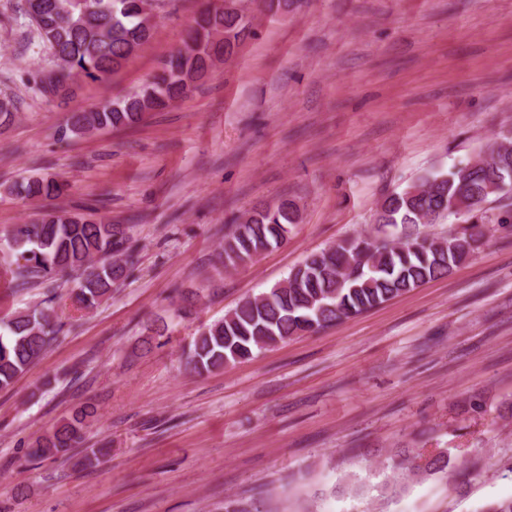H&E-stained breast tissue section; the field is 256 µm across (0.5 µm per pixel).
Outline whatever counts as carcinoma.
I'll list each match as a JSON object with an SVG mask.
<instances>
[{
	"label": "carcinoma",
	"mask_w": 512,
	"mask_h": 512,
	"mask_svg": "<svg viewBox=\"0 0 512 512\" xmlns=\"http://www.w3.org/2000/svg\"><path fill=\"white\" fill-rule=\"evenodd\" d=\"M35 13V0H26V14L39 37L54 49V68L36 85L51 97L64 99L81 79L102 80L118 71L149 42L150 0H46ZM194 19L182 47L166 59L161 70L140 90L70 118V131L89 135L140 122L144 115L186 97L193 82L217 61L231 58L252 29L239 0H222ZM500 143L478 156L472 167L419 177L400 193L384 198L377 222L390 237L377 241L356 236L309 253L283 282L248 297L224 317L198 333L183 353L186 365L201 373L250 360L263 350L293 336L316 333L356 317L425 283L450 275L485 245L481 221L446 235L424 234L419 227L455 217L470 208L471 198L490 204L512 197V129L498 132ZM65 186L35 178L26 182L28 197H59ZM299 218L294 202L252 209L224 234L219 257L224 270H236L272 246L283 243ZM13 266L5 269L6 288L39 285L62 273L81 272L69 297L90 311L112 294L134 263L127 228L104 219H91L64 209L16 224L9 240ZM54 309L50 306L0 320V388L22 374L54 339ZM96 415L85 407L51 431L36 438L34 459L66 455L82 438L86 421ZM443 453L407 455L398 466L412 476L444 470ZM402 489L401 477L374 487L373 504L380 509ZM224 512H265L258 500H228Z\"/></svg>",
	"instance_id": "cac0c4a2"
}]
</instances>
